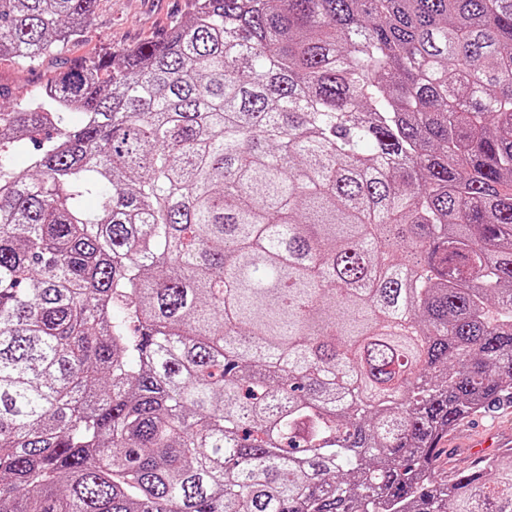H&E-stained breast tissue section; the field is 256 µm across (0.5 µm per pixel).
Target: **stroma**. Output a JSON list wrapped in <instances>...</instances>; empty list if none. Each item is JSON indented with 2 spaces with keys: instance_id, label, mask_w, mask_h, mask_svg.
<instances>
[{
  "instance_id": "obj_1",
  "label": "stroma",
  "mask_w": 512,
  "mask_h": 512,
  "mask_svg": "<svg viewBox=\"0 0 512 512\" xmlns=\"http://www.w3.org/2000/svg\"><path fill=\"white\" fill-rule=\"evenodd\" d=\"M194 0H99L81 35L60 50L35 62L0 57V101L23 100L39 93L43 84L72 62L130 49L164 36L191 12ZM485 438L487 454L497 455V440L512 439V404H501L462 421L443 440L439 472L452 474L474 464L471 437Z\"/></svg>"
}]
</instances>
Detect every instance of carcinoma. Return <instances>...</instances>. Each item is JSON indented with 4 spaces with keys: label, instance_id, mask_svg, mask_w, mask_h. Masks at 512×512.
<instances>
[{
    "label": "carcinoma",
    "instance_id": "1",
    "mask_svg": "<svg viewBox=\"0 0 512 512\" xmlns=\"http://www.w3.org/2000/svg\"><path fill=\"white\" fill-rule=\"evenodd\" d=\"M507 401L512 0H195L0 107V512H512L439 475Z\"/></svg>",
    "mask_w": 512,
    "mask_h": 512
}]
</instances>
